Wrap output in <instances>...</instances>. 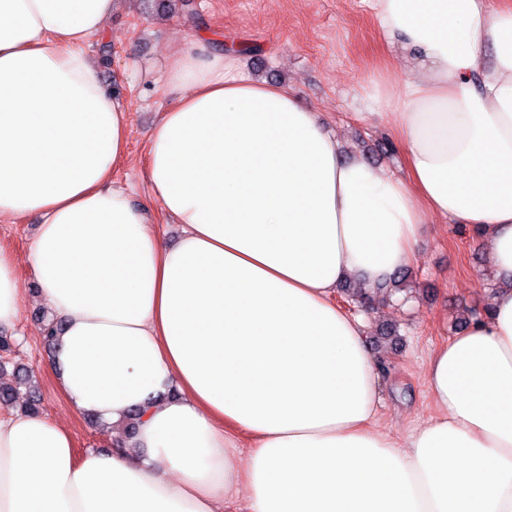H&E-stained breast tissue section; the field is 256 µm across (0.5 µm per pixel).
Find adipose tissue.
Listing matches in <instances>:
<instances>
[{"mask_svg": "<svg viewBox=\"0 0 512 512\" xmlns=\"http://www.w3.org/2000/svg\"><path fill=\"white\" fill-rule=\"evenodd\" d=\"M372 2L401 63L367 77L362 118L406 177L346 157L244 55L175 44L146 178L183 227L171 245L112 182L129 109L84 46L115 0H0V223L41 218L29 260L67 401L139 415L137 454L79 457L43 415L0 411V512H512V0ZM430 215L504 286L431 353L437 414L397 438L375 425L363 324L332 296L407 267ZM20 303L0 249V327Z\"/></svg>", "mask_w": 512, "mask_h": 512, "instance_id": "1", "label": "adipose tissue"}]
</instances>
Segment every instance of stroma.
Wrapping results in <instances>:
<instances>
[{
    "mask_svg": "<svg viewBox=\"0 0 512 512\" xmlns=\"http://www.w3.org/2000/svg\"><path fill=\"white\" fill-rule=\"evenodd\" d=\"M158 2L118 0L107 35L87 45L100 80L130 111L129 158L112 179L131 189L134 202H149L144 191L148 139L160 112L172 101L161 77L166 47L174 40L202 41L213 51L240 43L258 45L259 53L246 57L255 79L293 88L299 105L320 114L346 154L362 155L397 176L405 175L396 140L359 117L365 109L359 83L395 63L371 0H196L192 23L157 12ZM38 226L35 215L0 223V246L15 257L22 295L8 361L33 370L41 414L72 433L76 453L108 448L111 428L76 413L48 368L42 328L51 312L38 297L28 261ZM411 270L412 290L402 300L351 306L352 314L363 320L380 374L376 425L401 437L436 414L426 384L429 354L456 333L460 318L485 314L499 287L486 254L474 246L467 229L437 216L425 221Z\"/></svg>",
    "mask_w": 512,
    "mask_h": 512,
    "instance_id": "35a3bbf8",
    "label": "stroma"
}]
</instances>
